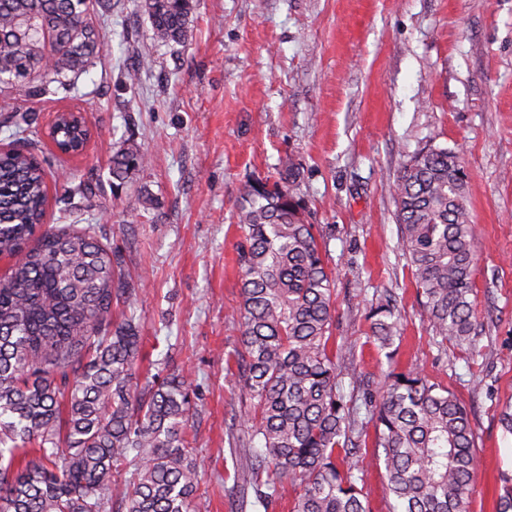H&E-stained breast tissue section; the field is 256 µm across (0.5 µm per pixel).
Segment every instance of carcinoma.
Listing matches in <instances>:
<instances>
[{
    "label": "carcinoma",
    "instance_id": "carcinoma-1",
    "mask_svg": "<svg viewBox=\"0 0 512 512\" xmlns=\"http://www.w3.org/2000/svg\"><path fill=\"white\" fill-rule=\"evenodd\" d=\"M111 0H0V110L12 135H32L19 97L72 93L101 53L98 21ZM154 45H183L193 0H144ZM87 130L61 116L52 144L82 150ZM149 159L126 138L112 153V187ZM300 171L255 181L238 206L243 351L236 364L253 401L242 424L258 446L236 472L240 503L269 510L284 482L290 512H370L354 442L363 429L343 391V345L333 337L334 273L297 195ZM44 161L0 150V512H195L200 462L186 431L197 384L181 369L144 378L134 284L112 249L85 228H45ZM470 177L456 151L415 154L390 183L400 241L438 348L476 345V231ZM98 183L67 194L91 201ZM123 305L121 317L112 307ZM397 298L377 299L370 338L385 348L398 327ZM377 460L393 512H469L478 460L466 406L412 368L389 371L369 405ZM496 512H512V475Z\"/></svg>",
    "mask_w": 512,
    "mask_h": 512
}]
</instances>
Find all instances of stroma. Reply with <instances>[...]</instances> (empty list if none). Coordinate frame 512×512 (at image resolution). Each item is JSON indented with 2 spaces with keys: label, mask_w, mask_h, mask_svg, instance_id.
<instances>
[{
  "label": "stroma",
  "mask_w": 512,
  "mask_h": 512,
  "mask_svg": "<svg viewBox=\"0 0 512 512\" xmlns=\"http://www.w3.org/2000/svg\"><path fill=\"white\" fill-rule=\"evenodd\" d=\"M141 0H112L97 64L70 96L23 101L49 161L46 225L93 227L138 288L144 364L189 368L199 386L188 438L198 450V512H238L249 397L230 355L241 301L235 214L253 180L292 154L310 223L335 272L345 391L377 393L391 367H415L465 403L479 458L470 512H495L512 473V0H194L186 45L157 46L140 68L150 24ZM139 69L134 85L125 71ZM85 112L77 157L45 135L56 112ZM134 137L150 164L121 191L110 169ZM458 151L476 224L475 351L439 352L398 236L388 183L425 147ZM99 182L92 211H66L64 184ZM156 206L144 209L145 197ZM139 223H127L132 211ZM398 299L399 336L367 338L376 297Z\"/></svg>",
  "instance_id": "35a3bbf8"
}]
</instances>
